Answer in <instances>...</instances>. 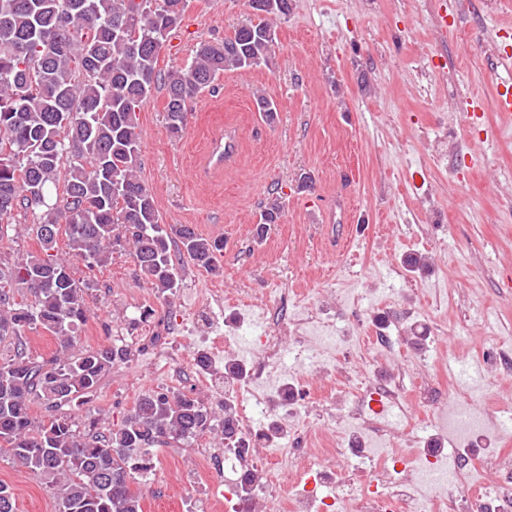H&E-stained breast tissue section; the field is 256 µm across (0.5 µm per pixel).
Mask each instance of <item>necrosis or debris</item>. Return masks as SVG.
Wrapping results in <instances>:
<instances>
[{"label":"necrosis or debris","mask_w":512,"mask_h":512,"mask_svg":"<svg viewBox=\"0 0 512 512\" xmlns=\"http://www.w3.org/2000/svg\"><path fill=\"white\" fill-rule=\"evenodd\" d=\"M227 304L222 291L213 288L194 310L205 324L195 336L206 345L213 361L232 355L231 338L245 324L240 317L225 319ZM257 318L263 329L242 376L227 377L222 369L194 361L177 380L184 388L207 385L214 403L234 408L236 435L226 441L223 452L202 451L208 464L225 463L237 474L224 495V512H248L261 496L269 512H512V450L501 447L491 433V423L463 409L455 428L485 458L498 461L502 479L493 488L476 484L475 455L452 458L443 467L421 473L414 472L405 455L375 458L370 439L383 440L398 432L409 435L418 420L407 417L398 428L379 419L377 410L364 399L346 404L339 393L350 388L351 378L342 365L331 371L339 389L335 395L310 397L296 379L279 386L273 383L284 367L281 332L293 333L294 357L300 362L319 363L335 357L337 351L353 346L354 338L337 335L334 318L319 304L302 307L284 293L271 299ZM370 346L394 364L390 375L371 381L370 391L403 406L401 355L385 328L372 330ZM317 423L335 432L337 445L316 447L312 427ZM271 444L276 445V453H268ZM339 454L347 457L346 466L319 468L314 463L315 458ZM283 466L295 476L310 473L314 479L302 490L283 492L275 474Z\"/></svg>","instance_id":"necrosis-or-debris-1"}]
</instances>
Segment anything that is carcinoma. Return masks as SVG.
I'll return each instance as SVG.
<instances>
[{
	"label": "carcinoma",
	"instance_id": "cac0c4a2",
	"mask_svg": "<svg viewBox=\"0 0 512 512\" xmlns=\"http://www.w3.org/2000/svg\"><path fill=\"white\" fill-rule=\"evenodd\" d=\"M187 0H0V245L14 239L22 215L41 252L0 267V340L17 341L0 361V453L51 477L58 512H142L130 479L155 468L162 447L187 445L220 427L223 416L186 393L149 391L103 435L74 428L59 408L97 389L123 359L122 349L66 352L88 318L87 285L52 254L65 227L71 255L93 271L116 252L133 256L142 279L161 296L180 275L177 246L190 262L220 271L224 240L190 224H163L137 161V112L158 85L167 97L169 133L180 136L188 102L221 74L268 60L275 41L266 18L245 22L219 42H202L181 69H158L159 51L181 23ZM59 341L50 359L28 353L26 333ZM52 412L37 422L33 400Z\"/></svg>",
	"mask_w": 512,
	"mask_h": 512
}]
</instances>
